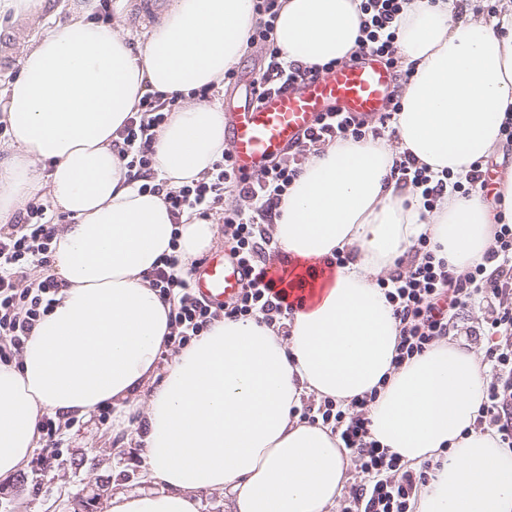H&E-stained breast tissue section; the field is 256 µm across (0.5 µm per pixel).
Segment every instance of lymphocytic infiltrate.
<instances>
[{
	"mask_svg": "<svg viewBox=\"0 0 512 512\" xmlns=\"http://www.w3.org/2000/svg\"><path fill=\"white\" fill-rule=\"evenodd\" d=\"M278 0H256L259 23L248 40L262 45L267 64L258 80L268 86L318 76L319 68L288 60L275 44L272 32L278 15ZM414 0H362L365 20L359 38L361 52L383 58L397 66V20ZM174 105L162 95L149 93L138 104L134 116L121 128L113 142L130 178L140 181L142 191L162 196L174 219L184 214L202 218L219 217L231 240L230 252L242 263L249 279L237 298L214 307L197 297L191 287V269L176 255L161 259L150 273L149 283L170 305L173 332L169 338L176 349H183L202 336L214 321L261 316L267 325H276L293 311L281 293L275 292L270 278L271 240L265 229L279 217V207L302 170L298 154L274 160L260 174L237 175L230 152L214 160L200 180L177 188L168 187L155 169L156 133L165 124ZM398 98H391L389 109L377 124L335 112L321 117L316 128L303 140L314 147L348 138L360 141L380 138L389 129ZM398 179L418 191L425 211H433L445 188L469 194L484 186L481 165H473L465 180L438 178L428 167L417 166L405 157L398 167ZM237 193L238 204L224 206L226 190ZM59 227L46 200L34 198L21 209L15 223L0 226V362L7 363L22 352L36 322L57 301L63 284L54 275L32 278L33 268L46 271L51 263L52 244ZM377 285L393 307L401 325L400 340L393 359L395 366L421 354L433 343L447 338L454 321L472 303L483 302L491 315L483 327L489 339L486 360L491 378L484 391L478 422L497 436L501 447L512 448V307L501 299L512 288V225H497L494 245L483 263L460 273L445 261L436 260L427 239H420L415 256L405 270L378 279ZM377 392L352 399L342 405L326 398L302 404L300 419L322 422L337 433L352 454L359 480L347 491L341 512H413L419 492L429 481L431 462L417 467L402 463L388 449L370 437L369 410Z\"/></svg>",
	"mask_w": 512,
	"mask_h": 512,
	"instance_id": "f902f5d3",
	"label": "lymphocytic infiltrate"
}]
</instances>
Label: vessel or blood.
<instances>
[{"label":"vessel or blood","mask_w":512,"mask_h":512,"mask_svg":"<svg viewBox=\"0 0 512 512\" xmlns=\"http://www.w3.org/2000/svg\"><path fill=\"white\" fill-rule=\"evenodd\" d=\"M257 87L256 80H245L240 96L227 103L224 113L234 169L246 176L260 173L271 159L294 149L321 115L342 112L370 119L385 112L394 77L384 60L368 53L314 80H299L262 95ZM245 282L244 266L224 251L211 254L192 276L196 295L216 305L235 299Z\"/></svg>","instance_id":"vessel-or-blood-1"}]
</instances>
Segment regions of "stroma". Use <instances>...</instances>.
<instances>
[{
	"label": "stroma",
	"instance_id": "stroma-1",
	"mask_svg": "<svg viewBox=\"0 0 512 512\" xmlns=\"http://www.w3.org/2000/svg\"><path fill=\"white\" fill-rule=\"evenodd\" d=\"M114 0H99L95 19L119 20L133 34L152 26L165 0H129L116 17ZM73 0H39L26 15L0 18V32L15 36L14 54L22 56L30 37L53 28L70 15ZM63 462L53 467L27 465L14 477L0 480V512H105L112 495L152 490L146 476L143 448L135 438L113 435L111 421L98 416L72 419L62 434Z\"/></svg>",
	"mask_w": 512,
	"mask_h": 512
}]
</instances>
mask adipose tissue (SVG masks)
I'll return each instance as SVG.
<instances>
[{
	"mask_svg": "<svg viewBox=\"0 0 512 512\" xmlns=\"http://www.w3.org/2000/svg\"><path fill=\"white\" fill-rule=\"evenodd\" d=\"M273 38L308 66L359 51L360 0H279ZM82 0L68 20L33 38L19 75L0 91L10 156L0 162V224L47 194L70 218L53 242L65 287L36 323L18 361L0 363V478L23 468L46 412L87 417L128 410L146 394L142 438L147 494L113 495L106 512H200V493L231 495L232 512H329L352 465L337 434L300 420L301 398L346 405L378 390L370 433L401 462L440 461L416 512H512V449L477 425L486 366L454 342L434 343L402 366L400 326L376 284L419 238L463 270L512 223V175L500 202L445 192L433 212L397 185L396 160L465 177L501 155L512 117V0L476 14V0H417L401 16L398 53L410 70L398 88L397 140L325 146L288 190L272 239L297 267L342 253L310 284L288 335L257 318L215 322L157 365L172 332L170 306L147 279L168 254L190 263L218 226L174 224L162 197L143 193L112 149L142 96L176 105L155 141L169 187L200 179L224 149L221 104L194 91L220 84L241 59L258 16L255 0H167L160 22L132 43L93 20Z\"/></svg>",
	"mask_w": 512,
	"mask_h": 512,
	"instance_id": "1",
	"label": "adipose tissue"
}]
</instances>
